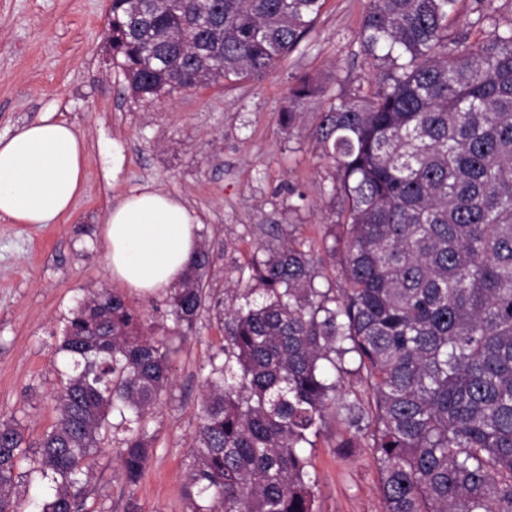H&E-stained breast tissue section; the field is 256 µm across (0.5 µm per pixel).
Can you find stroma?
<instances>
[{
    "instance_id": "stroma-1",
    "label": "stroma",
    "mask_w": 512,
    "mask_h": 512,
    "mask_svg": "<svg viewBox=\"0 0 512 512\" xmlns=\"http://www.w3.org/2000/svg\"><path fill=\"white\" fill-rule=\"evenodd\" d=\"M110 0H0V135L56 112L90 143L84 188L54 224L0 219V419H15L29 443L57 422L53 395L67 366L56 355L63 318L84 294L112 288L100 230L109 208L141 187L183 197L200 220L199 238L215 257L211 283L244 263L263 228L291 225L316 239L338 223L334 169L312 136L338 91H374L377 69L358 39L367 0H325L313 29L261 80L227 82L158 100L129 93L112 63ZM308 75L323 94L310 99L292 129L279 114L289 86ZM143 312L148 335L180 347L171 398L148 430L154 451L135 487L116 455L94 461L89 512H187L184 481L202 398L201 369L221 343L212 315L179 335L165 296L125 291ZM345 417L325 419L309 470L318 512H382L377 456L343 448Z\"/></svg>"
}]
</instances>
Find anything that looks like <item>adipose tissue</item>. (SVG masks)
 <instances>
[{
  "mask_svg": "<svg viewBox=\"0 0 512 512\" xmlns=\"http://www.w3.org/2000/svg\"><path fill=\"white\" fill-rule=\"evenodd\" d=\"M87 140L46 113L0 136V216L16 224H53L83 190ZM199 218L181 199L135 190L102 227L108 270L124 288L159 294L178 285L199 247Z\"/></svg>",
  "mask_w": 512,
  "mask_h": 512,
  "instance_id": "ef3b65f1",
  "label": "adipose tissue"
}]
</instances>
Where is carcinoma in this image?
Wrapping results in <instances>:
<instances>
[{
    "label": "carcinoma",
    "instance_id": "carcinoma-1",
    "mask_svg": "<svg viewBox=\"0 0 512 512\" xmlns=\"http://www.w3.org/2000/svg\"><path fill=\"white\" fill-rule=\"evenodd\" d=\"M456 2L369 0L358 39L379 62L377 88L336 94L313 130L342 201L324 254L271 225L224 300L206 243L169 292L181 334L207 312L224 335L202 367L188 512H316L305 451L331 408L376 453L383 512H512V19L477 10L488 31L471 43L451 30ZM323 4L112 0V61L148 100L262 79ZM323 92L297 79L281 125ZM179 351L148 338L123 295H85L56 346L72 365L56 425L32 451L18 423L0 422V512H18L33 473L48 484L38 512H85L111 436L137 485ZM346 374L371 401L349 399Z\"/></svg>",
    "mask_w": 512,
    "mask_h": 512
}]
</instances>
